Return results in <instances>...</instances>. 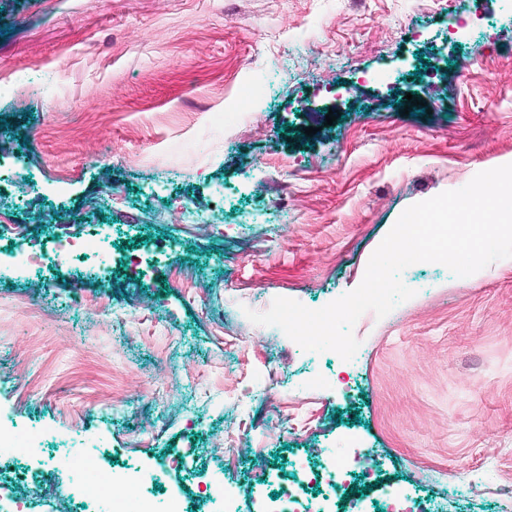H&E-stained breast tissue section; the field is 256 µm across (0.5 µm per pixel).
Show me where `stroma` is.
<instances>
[{
  "label": "stroma",
  "mask_w": 512,
  "mask_h": 512,
  "mask_svg": "<svg viewBox=\"0 0 512 512\" xmlns=\"http://www.w3.org/2000/svg\"><path fill=\"white\" fill-rule=\"evenodd\" d=\"M510 163L512 0H0V425L41 439L0 460V512L72 485L76 451L161 472L129 491L153 512H221L219 477L250 512L348 435L380 459L347 481L371 502L506 512L467 485L512 472V258L411 265L350 361L244 311L354 290L408 206ZM88 224L99 254L15 267Z\"/></svg>",
  "instance_id": "stroma-1"
}]
</instances>
